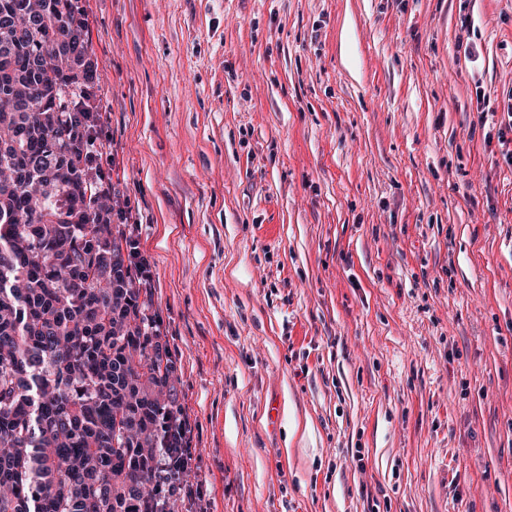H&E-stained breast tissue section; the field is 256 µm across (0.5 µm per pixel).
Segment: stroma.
<instances>
[{"instance_id": "35a3bbf8", "label": "stroma", "mask_w": 512, "mask_h": 512, "mask_svg": "<svg viewBox=\"0 0 512 512\" xmlns=\"http://www.w3.org/2000/svg\"><path fill=\"white\" fill-rule=\"evenodd\" d=\"M79 5L204 512H512V0Z\"/></svg>"}]
</instances>
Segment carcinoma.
I'll return each instance as SVG.
<instances>
[{
    "label": "carcinoma",
    "mask_w": 512,
    "mask_h": 512,
    "mask_svg": "<svg viewBox=\"0 0 512 512\" xmlns=\"http://www.w3.org/2000/svg\"><path fill=\"white\" fill-rule=\"evenodd\" d=\"M78 0H0V512H192L175 360L88 146Z\"/></svg>",
    "instance_id": "cac0c4a2"
}]
</instances>
